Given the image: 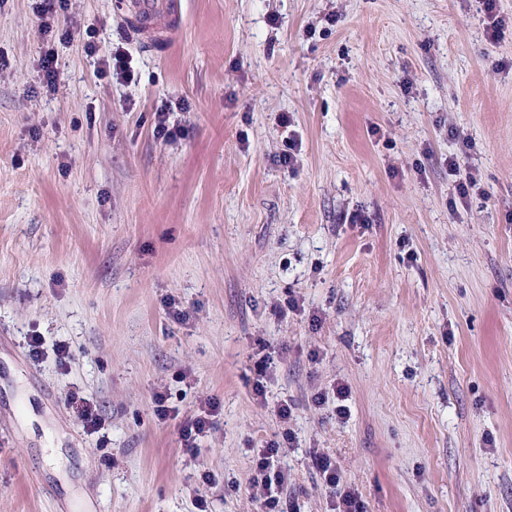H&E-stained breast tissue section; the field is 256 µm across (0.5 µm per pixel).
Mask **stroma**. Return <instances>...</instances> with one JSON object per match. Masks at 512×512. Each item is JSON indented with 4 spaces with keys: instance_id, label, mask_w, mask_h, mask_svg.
<instances>
[{
    "instance_id": "obj_1",
    "label": "stroma",
    "mask_w": 512,
    "mask_h": 512,
    "mask_svg": "<svg viewBox=\"0 0 512 512\" xmlns=\"http://www.w3.org/2000/svg\"><path fill=\"white\" fill-rule=\"evenodd\" d=\"M121 2L43 34L0 0V512H257L287 436L299 512L335 505L317 450L364 512H512V0L494 43L482 0H177L159 48ZM89 26L93 56L62 39ZM158 392L220 402L196 453Z\"/></svg>"
}]
</instances>
